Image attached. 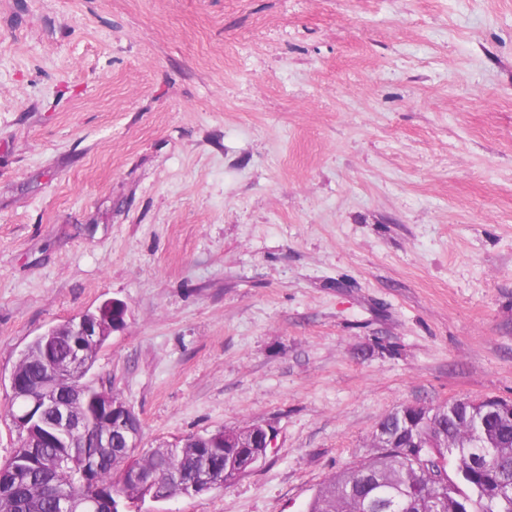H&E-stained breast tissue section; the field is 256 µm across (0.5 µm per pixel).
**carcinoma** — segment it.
Wrapping results in <instances>:
<instances>
[{
  "mask_svg": "<svg viewBox=\"0 0 512 512\" xmlns=\"http://www.w3.org/2000/svg\"><path fill=\"white\" fill-rule=\"evenodd\" d=\"M72 351V337L56 336L47 340L36 337L22 352L16 372L28 384L38 387L52 380L54 367L67 359ZM85 399L76 404L79 413L95 408L104 389L89 382ZM463 404L438 406L428 410L437 427L427 428L424 438L435 439L439 427L448 430V444L443 448H426L427 460L414 463L400 448H381L357 464L328 479L308 505L307 512H448L457 500L467 503L468 512H512V458L496 448H488L495 433L512 431V420L486 419L482 424L456 421ZM54 410L47 406L36 435L20 441L10 461L0 466V512H55L53 493L59 488L72 496L90 498L119 491L126 500L144 499V492L121 486L123 467L133 465L165 483L175 495L185 491L186 484L203 463L220 471L226 479L233 477L235 458L232 449L211 452L197 447L194 436L186 438V447L153 448L144 453L121 447L50 448L43 439L53 437L47 423ZM69 454L67 475L40 469L44 456L57 452ZM93 456L91 479L80 472L84 453ZM453 463L455 477H440V470Z\"/></svg>",
  "mask_w": 512,
  "mask_h": 512,
  "instance_id": "1",
  "label": "carcinoma"
}]
</instances>
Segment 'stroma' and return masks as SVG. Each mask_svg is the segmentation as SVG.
<instances>
[{"instance_id":"obj_1","label":"stroma","mask_w":512,"mask_h":512,"mask_svg":"<svg viewBox=\"0 0 512 512\" xmlns=\"http://www.w3.org/2000/svg\"><path fill=\"white\" fill-rule=\"evenodd\" d=\"M112 299L143 448L274 431L126 512H306L390 412L512 400V0H0V464ZM126 307L121 316L114 315L103 320L94 314L82 316L66 325L67 336H56L50 341V360L45 358L44 348L47 339L37 336L22 352L16 372L31 386H43L52 380L54 367L67 359L72 351V336L74 351L69 361L58 365L61 378L66 381H77L84 377L83 347L86 344L99 348L101 336H110L112 332L122 328ZM108 337L103 341L106 342ZM48 347V346H47Z\"/></svg>"}]
</instances>
